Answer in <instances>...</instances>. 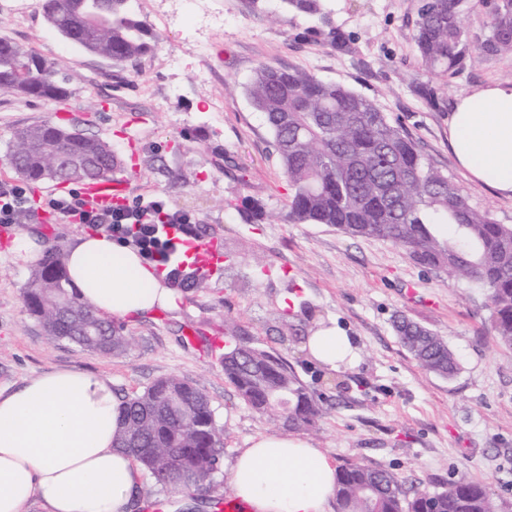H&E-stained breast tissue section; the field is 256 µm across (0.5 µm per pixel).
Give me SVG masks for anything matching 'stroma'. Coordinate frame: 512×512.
Returning a JSON list of instances; mask_svg holds the SVG:
<instances>
[{
  "instance_id": "1",
  "label": "stroma",
  "mask_w": 512,
  "mask_h": 512,
  "mask_svg": "<svg viewBox=\"0 0 512 512\" xmlns=\"http://www.w3.org/2000/svg\"><path fill=\"white\" fill-rule=\"evenodd\" d=\"M421 0H327V18L283 8L280 0H213L220 28L179 30L167 0H143L138 17L159 35L137 62L115 66L64 40L40 0L0 8V37L66 67L62 99H28L0 88V181L18 128L44 121L109 142L131 169L129 201L163 200L190 213L202 239H219L226 262L203 284L176 286L177 306L123 321L121 355L50 339L22 294L34 269L0 250V390L41 373L73 368L108 377L117 396L143 392L160 377L199 384L224 430L222 470L203 491L160 490L141 476L132 512L154 499L166 512H214L230 498L231 465L253 438L283 434L273 416L237 396L220 353L192 348L194 325L245 338L295 368L322 415L303 438L335 467L361 463L434 491L451 479L482 483L499 512H512V349L495 339L484 291L443 271L417 266L391 243L347 236L327 224L288 220L291 189L273 134L246 93L267 63L339 83L374 101L388 120L460 186L473 207L512 225V197L474 183L448 148L456 98L512 83V56L465 59L457 74L427 70L414 42ZM348 40L327 44L324 26ZM444 336L459 370L442 377L401 346L397 316ZM336 322L356 341L353 365L331 372L304 343Z\"/></svg>"
}]
</instances>
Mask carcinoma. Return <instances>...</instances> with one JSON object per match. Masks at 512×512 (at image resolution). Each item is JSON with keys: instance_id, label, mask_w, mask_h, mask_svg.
I'll return each mask as SVG.
<instances>
[{"instance_id": "1", "label": "carcinoma", "mask_w": 512, "mask_h": 512, "mask_svg": "<svg viewBox=\"0 0 512 512\" xmlns=\"http://www.w3.org/2000/svg\"><path fill=\"white\" fill-rule=\"evenodd\" d=\"M286 7L325 17L324 0H281ZM460 0H426L415 22V41L424 65L441 75L456 73L466 55L512 56V0H496L483 22L485 37L470 35ZM48 24L85 51L121 66L153 51L159 38L137 18L129 0H41ZM28 62L42 63L18 43L0 37V88L34 99L60 98L71 80L60 63L52 86L25 83ZM254 108L264 114L291 188L288 219L329 224L353 237L387 241L406 250L428 270H446L486 291L497 340L512 348V225L469 203L467 195L433 166L415 143L388 121L375 104L335 82L298 69L259 65L247 87ZM22 155L9 164L31 182H82L106 178L119 168L112 146L51 122L21 131ZM456 226L441 239L438 228ZM26 309L54 340L83 351L120 355L129 338L100 316L70 285L65 251L57 242L45 252L23 291ZM401 345L427 371L454 375L458 363L446 339L418 323L396 326ZM224 377L253 409L266 412L286 397L293 428L315 425L318 402L278 355L242 342L224 352ZM118 436L166 491H184L221 471L223 432L211 402L196 383L163 377L124 399ZM341 512H497L485 487L450 480L429 492L405 488L393 473L349 464L336 474Z\"/></svg>"}]
</instances>
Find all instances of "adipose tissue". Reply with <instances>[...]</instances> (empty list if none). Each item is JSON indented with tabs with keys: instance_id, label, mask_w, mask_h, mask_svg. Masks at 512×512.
<instances>
[{
	"instance_id": "obj_1",
	"label": "adipose tissue",
	"mask_w": 512,
	"mask_h": 512,
	"mask_svg": "<svg viewBox=\"0 0 512 512\" xmlns=\"http://www.w3.org/2000/svg\"><path fill=\"white\" fill-rule=\"evenodd\" d=\"M448 144L472 180L512 197V84L457 98ZM66 264L79 297L103 315L135 318L175 305L172 289L137 251L106 235H81ZM306 347L321 365L352 361L356 348L336 325L318 328ZM123 403L110 379L53 369L0 391V512H129L140 478L135 459L116 445ZM231 492L242 512H333L336 469L299 436L267 434L241 449Z\"/></svg>"
}]
</instances>
